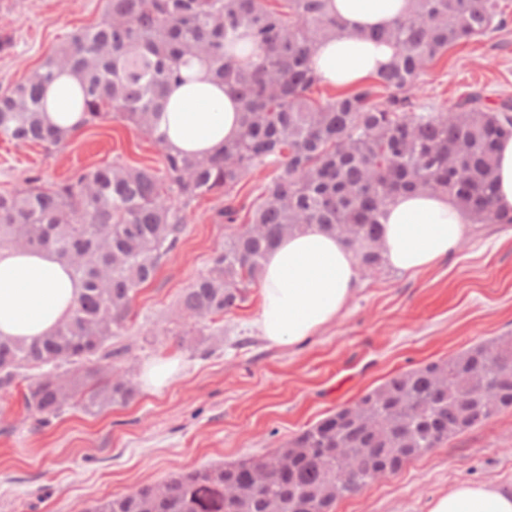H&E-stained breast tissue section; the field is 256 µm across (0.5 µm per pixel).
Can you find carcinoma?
<instances>
[{"label":"carcinoma","mask_w":512,"mask_h":512,"mask_svg":"<svg viewBox=\"0 0 512 512\" xmlns=\"http://www.w3.org/2000/svg\"><path fill=\"white\" fill-rule=\"evenodd\" d=\"M504 0H411L407 15L375 33L395 47L373 81L320 101L313 47L344 35L327 0H107L104 18L74 33L23 81L0 91V137L46 152L70 134L44 124L46 92L63 72L80 84L83 125L122 119L150 139L162 167L120 158L75 178L24 179L0 191V247L55 253L83 285L68 320L29 342L0 337V390L20 389L23 411L48 424L71 407L125 406L136 395L117 372L112 337L132 301L157 275L185 231L187 209L224 198L218 222L241 224L208 273L179 300L212 324L246 301L267 254L313 224L338 236L360 268H387L380 239L390 201L403 192L448 195L478 224H512L495 206L496 155L512 137V97L494 105L483 90L451 109L412 100L424 66L461 43L506 28ZM260 50L243 63L238 44ZM205 63L237 88L241 130L207 157L175 154L157 132L181 66ZM277 174L247 201L237 187L260 168ZM512 408V333L401 372L266 455L181 471L104 499L87 512H319L372 481L339 484L326 462L348 454L362 472L371 458L389 473Z\"/></svg>","instance_id":"carcinoma-1"}]
</instances>
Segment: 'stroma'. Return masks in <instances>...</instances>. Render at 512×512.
Wrapping results in <instances>:
<instances>
[{"instance_id": "obj_1", "label": "stroma", "mask_w": 512, "mask_h": 512, "mask_svg": "<svg viewBox=\"0 0 512 512\" xmlns=\"http://www.w3.org/2000/svg\"><path fill=\"white\" fill-rule=\"evenodd\" d=\"M105 5L0 0V37L10 40L0 52V88L24 80L75 31L96 25ZM473 86L493 102L512 96V25L428 63L414 96L445 106ZM115 157L162 164L149 139L115 119L83 128L52 154L0 139V191L31 174L68 179ZM220 205L210 196L188 209L177 249L138 292L134 320L117 333L126 351L116 365L133 382L152 359H179L181 370L163 392L141 390L129 405L99 412L70 410L43 427L0 392V512H86L184 469L261 456L396 372L512 332L508 224L475 227L453 256L416 275L360 273L346 310L303 343L273 346L258 336L253 294L225 315L222 335L202 332L177 304L234 231L215 222ZM511 478L512 408L371 482L335 512H429L456 482Z\"/></svg>"}]
</instances>
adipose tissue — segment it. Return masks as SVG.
<instances>
[{
  "mask_svg": "<svg viewBox=\"0 0 512 512\" xmlns=\"http://www.w3.org/2000/svg\"><path fill=\"white\" fill-rule=\"evenodd\" d=\"M410 0H329L328 9L346 28L343 36L317 44L311 66L322 83L350 90L385 69L392 45L369 32L403 16ZM185 81L173 88L161 127L169 150L189 156L221 151L240 130L235 89L211 81L206 67L184 66ZM80 87L68 73L52 83L46 98L49 125L68 132L83 126ZM468 217L448 195L433 192L397 196L386 208L382 249L393 269L418 272L449 257L466 235ZM359 268L336 236L316 226L285 237L264 264L252 325L276 345H293L336 320L354 295ZM82 286L56 255L0 248V335L31 339L50 334L68 319ZM429 512H512V480L455 483L436 497Z\"/></svg>",
  "mask_w": 512,
  "mask_h": 512,
  "instance_id": "ef3b65f1",
  "label": "adipose tissue"
}]
</instances>
